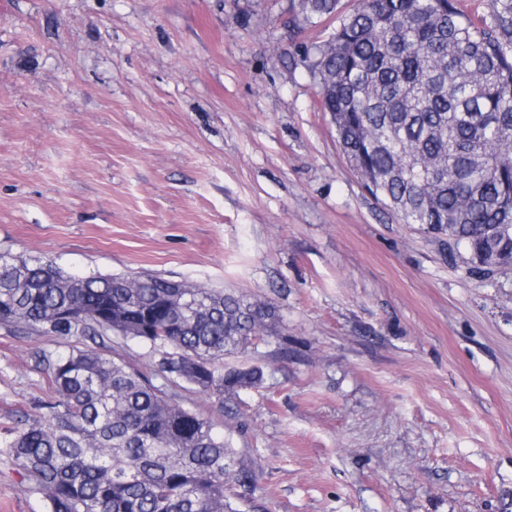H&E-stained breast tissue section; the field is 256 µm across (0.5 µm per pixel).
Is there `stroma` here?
Wrapping results in <instances>:
<instances>
[{
	"instance_id": "obj_1",
	"label": "stroma",
	"mask_w": 512,
	"mask_h": 512,
	"mask_svg": "<svg viewBox=\"0 0 512 512\" xmlns=\"http://www.w3.org/2000/svg\"><path fill=\"white\" fill-rule=\"evenodd\" d=\"M291 0H0V252L271 302L212 419L240 512H512V270L392 219L290 56ZM66 340L0 325V437ZM0 512H46L0 447Z\"/></svg>"
}]
</instances>
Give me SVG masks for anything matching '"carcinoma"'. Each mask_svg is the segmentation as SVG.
Instances as JSON below:
<instances>
[{
  "label": "carcinoma",
  "mask_w": 512,
  "mask_h": 512,
  "mask_svg": "<svg viewBox=\"0 0 512 512\" xmlns=\"http://www.w3.org/2000/svg\"><path fill=\"white\" fill-rule=\"evenodd\" d=\"M338 3L297 0L289 35ZM331 41L294 61L331 79L320 110L350 166L398 223L448 237L470 272L493 275L512 258V0H493L488 20L455 0H359ZM275 320L271 304L235 290L171 288L149 271L72 276L1 252L0 324L72 345L43 356L54 396L0 446L47 512H237L231 499L253 471L168 387L186 383L222 408L262 384V368L226 369L224 357ZM111 334L159 360L148 373L131 367L108 354Z\"/></svg>",
  "instance_id": "carcinoma-1"
}]
</instances>
